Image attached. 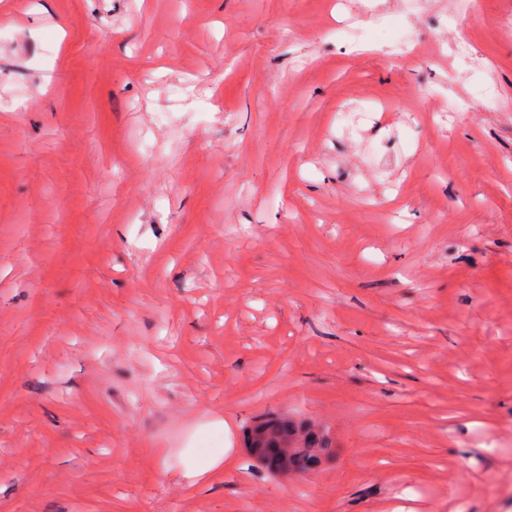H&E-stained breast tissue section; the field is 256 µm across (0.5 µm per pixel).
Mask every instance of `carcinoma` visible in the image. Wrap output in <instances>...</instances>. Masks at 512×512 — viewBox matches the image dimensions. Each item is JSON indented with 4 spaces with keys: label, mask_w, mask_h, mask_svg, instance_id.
<instances>
[{
    "label": "carcinoma",
    "mask_w": 512,
    "mask_h": 512,
    "mask_svg": "<svg viewBox=\"0 0 512 512\" xmlns=\"http://www.w3.org/2000/svg\"><path fill=\"white\" fill-rule=\"evenodd\" d=\"M258 429L268 435V447L275 448L282 436L288 440H301V450L295 455V469L299 473H308L319 461H328L336 454V442L329 431L311 422L285 419L281 416H266L253 421L245 430V438H250L252 430Z\"/></svg>",
    "instance_id": "obj_1"
}]
</instances>
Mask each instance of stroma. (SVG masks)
<instances>
[{"label":"stroma","mask_w":512,"mask_h":512,"mask_svg":"<svg viewBox=\"0 0 512 512\" xmlns=\"http://www.w3.org/2000/svg\"><path fill=\"white\" fill-rule=\"evenodd\" d=\"M0 25V512H512V0ZM252 429L264 431L268 435V448L264 453H258L255 448H247L250 456L266 471L279 477H288L294 474L293 452L288 441L298 438L301 440L300 449L295 455V469L297 473H308L312 466L320 460L328 461L336 454V442L329 431L311 422L288 417L285 421L281 416H266L254 420L245 430V443H248ZM283 435L288 440L277 448ZM312 452V453H310Z\"/></svg>","instance_id":"obj_1"}]
</instances>
